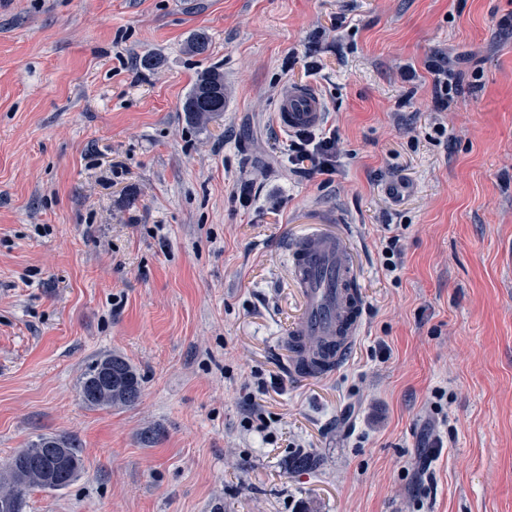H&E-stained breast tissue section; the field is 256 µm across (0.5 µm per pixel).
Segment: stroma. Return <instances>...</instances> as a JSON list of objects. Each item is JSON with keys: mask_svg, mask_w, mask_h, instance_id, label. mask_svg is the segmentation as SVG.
Wrapping results in <instances>:
<instances>
[{"mask_svg": "<svg viewBox=\"0 0 512 512\" xmlns=\"http://www.w3.org/2000/svg\"><path fill=\"white\" fill-rule=\"evenodd\" d=\"M183 2L0 0V470L44 434L84 456L26 512H512V0ZM211 69L227 101L201 121ZM291 84L340 138L333 175L288 162ZM332 223L363 333L297 378L289 251ZM112 354L141 397L89 409ZM434 73V96L433 100L435 106L440 109H448V97L450 92L454 89V82L450 81L448 77L452 76L451 62H447V67L432 65ZM450 81V82H449ZM225 98L224 76L205 71L198 75L183 103V110L197 118L219 117L224 112ZM105 372L112 373V387L101 383ZM141 393L140 375L125 358L114 354L96 360L79 385L80 399L90 409L129 406L139 400Z\"/></svg>", "mask_w": 512, "mask_h": 512, "instance_id": "stroma-1", "label": "stroma"}]
</instances>
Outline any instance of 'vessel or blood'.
I'll return each mask as SVG.
<instances>
[{
	"instance_id": "b4317fda",
	"label": "vessel or blood",
	"mask_w": 512,
	"mask_h": 512,
	"mask_svg": "<svg viewBox=\"0 0 512 512\" xmlns=\"http://www.w3.org/2000/svg\"><path fill=\"white\" fill-rule=\"evenodd\" d=\"M323 105L305 85H291L279 98L277 118L286 130L319 126ZM291 282L301 316L285 338L293 375L324 377L344 362L362 331L364 307L350 243L343 234L315 231L290 250Z\"/></svg>"
}]
</instances>
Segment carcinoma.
<instances>
[{"instance_id": "cac0c4a2", "label": "carcinoma", "mask_w": 512, "mask_h": 512, "mask_svg": "<svg viewBox=\"0 0 512 512\" xmlns=\"http://www.w3.org/2000/svg\"><path fill=\"white\" fill-rule=\"evenodd\" d=\"M224 76L215 71L198 75L183 103V111L197 118L224 112ZM142 393V379L123 357L108 355L95 361L79 385L82 403L90 408L129 406ZM84 469L82 449L72 436L40 435L11 459L0 473V512H24L32 489L57 492L69 487Z\"/></svg>"}]
</instances>
